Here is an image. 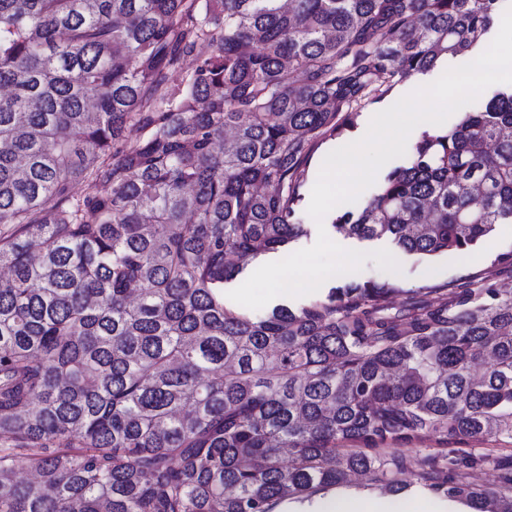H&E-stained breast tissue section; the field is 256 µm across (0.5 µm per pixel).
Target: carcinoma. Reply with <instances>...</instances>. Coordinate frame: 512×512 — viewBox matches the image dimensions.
<instances>
[{"instance_id":"cac0c4a2","label":"carcinoma","mask_w":512,"mask_h":512,"mask_svg":"<svg viewBox=\"0 0 512 512\" xmlns=\"http://www.w3.org/2000/svg\"><path fill=\"white\" fill-rule=\"evenodd\" d=\"M498 2L0 0V512H272L352 473L397 495L399 447L512 442V293L485 277L397 309L392 280L224 303L304 233L323 140L474 52ZM511 223L512 89L332 227L431 257ZM487 463L496 485L470 483ZM424 466V489L512 512V455ZM511 3L512 0H501L498 3L497 10L493 16L492 24L485 37L484 42L481 47H479L475 52H473L471 57H449L447 61L441 62V64H439L436 68H434L432 71L426 74H415L411 77L404 78L398 81L382 98L367 102L357 110L358 115L355 118V125L352 128L345 131L343 135L339 137L327 140L316 151V153L313 155L310 161L305 176V180L300 188L302 201L300 202L297 221L300 222V224L305 225V228L307 230L306 235H303L296 241L288 244L284 251H279L278 253L275 254H269L264 258L265 260L248 265L236 277H234L231 280H228L224 284V301L226 306L241 309L250 315H265L267 312L271 310L273 306L277 304H287L289 307H300L309 304L314 300L325 297V295L328 292V289L335 284L336 279L329 278L321 285V287L316 292L308 295H304L301 297H276L272 299L270 302H268L263 308L258 310L247 308L232 301L231 299L228 298L227 293L240 286L243 282H245L251 276V274L263 264L281 260L298 250L312 246L316 242L318 236L317 226L313 219L307 214V208L310 202L312 188L317 180L319 170L326 155L337 148H340L346 144L354 142L363 137L367 131L371 118L376 114V112H380L387 109L388 107L396 103L399 99H401L403 96L410 93L414 89L434 82L449 67L460 66L472 62L471 60L474 57H478L489 46V44L497 35L500 28L499 20Z\"/></svg>"}]
</instances>
